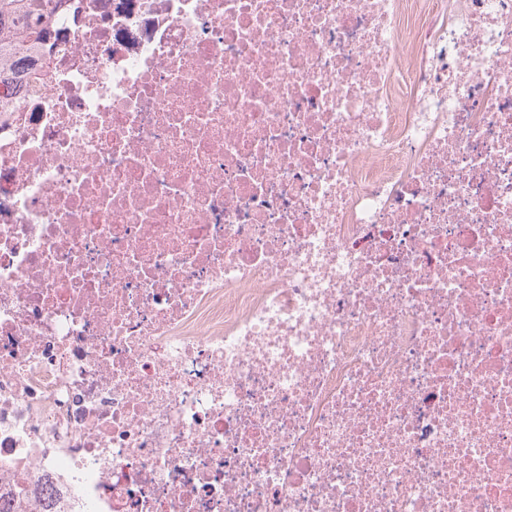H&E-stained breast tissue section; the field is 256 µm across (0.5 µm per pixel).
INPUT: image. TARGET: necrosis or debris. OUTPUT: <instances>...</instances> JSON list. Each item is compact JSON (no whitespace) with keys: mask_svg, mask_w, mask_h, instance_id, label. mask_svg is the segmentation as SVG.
Segmentation results:
<instances>
[{"mask_svg":"<svg viewBox=\"0 0 512 512\" xmlns=\"http://www.w3.org/2000/svg\"><path fill=\"white\" fill-rule=\"evenodd\" d=\"M9 67L12 512H512V0H62Z\"/></svg>","mask_w":512,"mask_h":512,"instance_id":"1","label":"necrosis or debris"}]
</instances>
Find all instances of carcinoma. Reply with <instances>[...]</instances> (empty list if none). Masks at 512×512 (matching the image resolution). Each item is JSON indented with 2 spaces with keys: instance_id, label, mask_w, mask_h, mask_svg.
<instances>
[{
  "instance_id": "cac0c4a2",
  "label": "carcinoma",
  "mask_w": 512,
  "mask_h": 512,
  "mask_svg": "<svg viewBox=\"0 0 512 512\" xmlns=\"http://www.w3.org/2000/svg\"><path fill=\"white\" fill-rule=\"evenodd\" d=\"M58 0H0V79L10 76L7 62L26 43L42 39Z\"/></svg>"
}]
</instances>
